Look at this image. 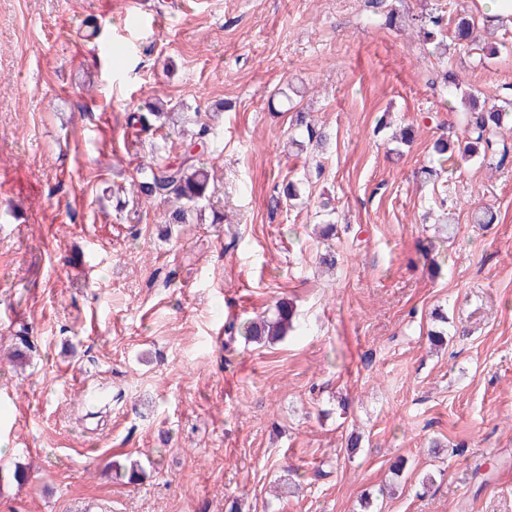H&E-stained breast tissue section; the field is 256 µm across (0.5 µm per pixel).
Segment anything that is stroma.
<instances>
[{
	"label": "stroma",
	"instance_id": "stroma-1",
	"mask_svg": "<svg viewBox=\"0 0 512 512\" xmlns=\"http://www.w3.org/2000/svg\"><path fill=\"white\" fill-rule=\"evenodd\" d=\"M406 2L387 27L374 0H0V351L31 344L0 360V512H512V164L423 172L464 135L428 77L512 100V27L439 56L411 16L479 0ZM289 85L326 146H289ZM156 96L213 126L223 223L113 197ZM281 300L294 330L246 342Z\"/></svg>",
	"mask_w": 512,
	"mask_h": 512
}]
</instances>
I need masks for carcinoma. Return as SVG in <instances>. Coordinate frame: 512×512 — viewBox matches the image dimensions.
Returning a JSON list of instances; mask_svg holds the SVG:
<instances>
[{
    "mask_svg": "<svg viewBox=\"0 0 512 512\" xmlns=\"http://www.w3.org/2000/svg\"><path fill=\"white\" fill-rule=\"evenodd\" d=\"M414 20L419 24V32L423 33L425 44L433 46V51H438L445 39L443 17L427 13L414 17ZM494 21L501 27L506 26L504 20L496 21L488 17L480 28L471 15L460 13L454 26V38L466 45H473L484 37L485 29ZM464 100L468 108L462 113L465 132L463 140L454 145L444 139L440 140L437 144L438 154L444 160L451 159L455 163L479 160L490 165L494 163L498 167L505 164L512 157V146L500 138V130L512 117V102L505 100L501 105L485 109L478 105L477 91L465 93ZM144 108L147 114H130L127 117V126L140 125V133H146L153 127L163 129L181 115L179 104L162 98L145 104ZM292 125L305 134L309 141L322 144L327 140L326 133L301 111L292 117ZM211 135L209 125H200L190 138L182 141V153L176 161L169 157L166 137L160 136V141L153 144L151 164L139 167L138 177L129 184L128 197L131 201L136 204L145 200L171 205L164 213V223L169 225L188 224L197 220L208 207L213 209V222L218 224L223 221L224 215L218 213L213 204L217 193V178L194 154L197 147L205 153L212 151ZM293 317V304L283 300L276 305L270 316L244 324L241 332L249 341H280L291 327Z\"/></svg>",
    "mask_w": 512,
    "mask_h": 512,
    "instance_id": "carcinoma-1",
    "label": "carcinoma"
}]
</instances>
